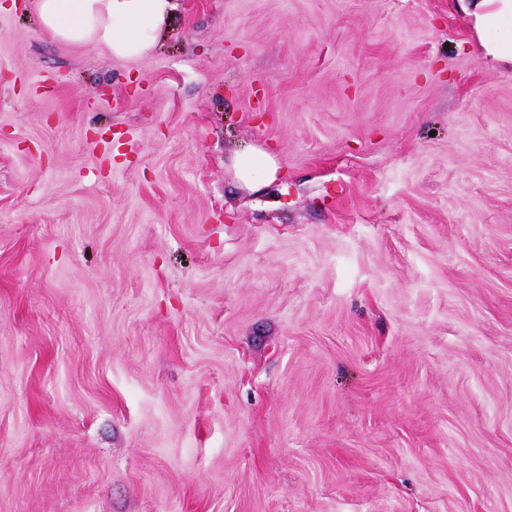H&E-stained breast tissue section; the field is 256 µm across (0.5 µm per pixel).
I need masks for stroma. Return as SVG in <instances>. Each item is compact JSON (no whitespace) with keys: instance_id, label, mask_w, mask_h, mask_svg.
Wrapping results in <instances>:
<instances>
[{"instance_id":"1","label":"stroma","mask_w":512,"mask_h":512,"mask_svg":"<svg viewBox=\"0 0 512 512\" xmlns=\"http://www.w3.org/2000/svg\"><path fill=\"white\" fill-rule=\"evenodd\" d=\"M175 3L121 60L0 0V512H512V64ZM232 167L238 182L253 191L267 187L279 178V163L262 149L237 152L233 157Z\"/></svg>"}]
</instances>
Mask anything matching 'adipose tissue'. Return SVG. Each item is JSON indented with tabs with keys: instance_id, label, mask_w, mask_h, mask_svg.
I'll list each match as a JSON object with an SVG mask.
<instances>
[{
	"instance_id": "obj_1",
	"label": "adipose tissue",
	"mask_w": 512,
	"mask_h": 512,
	"mask_svg": "<svg viewBox=\"0 0 512 512\" xmlns=\"http://www.w3.org/2000/svg\"><path fill=\"white\" fill-rule=\"evenodd\" d=\"M476 45L493 61L512 63V0H459ZM173 0H37L42 29L64 45L92 44L119 59L145 56L168 32ZM234 175L256 191L277 181V160L261 149L235 154Z\"/></svg>"
}]
</instances>
